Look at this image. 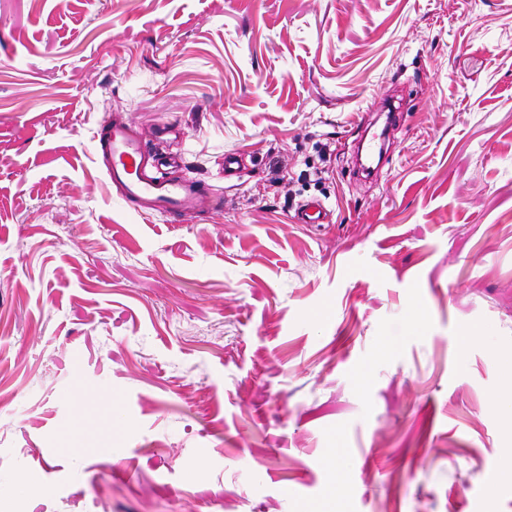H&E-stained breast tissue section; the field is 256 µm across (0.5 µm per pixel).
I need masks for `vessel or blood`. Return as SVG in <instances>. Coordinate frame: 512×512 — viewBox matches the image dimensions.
Instances as JSON below:
<instances>
[{
    "label": "vessel or blood",
    "instance_id": "vessel-or-blood-1",
    "mask_svg": "<svg viewBox=\"0 0 512 512\" xmlns=\"http://www.w3.org/2000/svg\"><path fill=\"white\" fill-rule=\"evenodd\" d=\"M93 150L103 161L106 180L120 199L140 213L175 222L190 214L217 208V196L198 180L169 178L166 157L148 148L145 134L129 116L116 114L93 137ZM330 213L318 200L301 204L294 219L300 224H323Z\"/></svg>",
    "mask_w": 512,
    "mask_h": 512
}]
</instances>
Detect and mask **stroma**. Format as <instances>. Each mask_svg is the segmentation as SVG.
<instances>
[{"label": "stroma", "mask_w": 512, "mask_h": 512, "mask_svg": "<svg viewBox=\"0 0 512 512\" xmlns=\"http://www.w3.org/2000/svg\"><path fill=\"white\" fill-rule=\"evenodd\" d=\"M511 381L512 0H0V512H512ZM93 150L102 158L105 178L117 196L139 213L174 224L178 218L218 206V197L198 180L169 178L163 170L168 159L148 149L145 134L127 115L117 113L98 128ZM330 217V211L320 200H310L301 204L295 212L298 224H324Z\"/></svg>", "instance_id": "obj_1"}]
</instances>
